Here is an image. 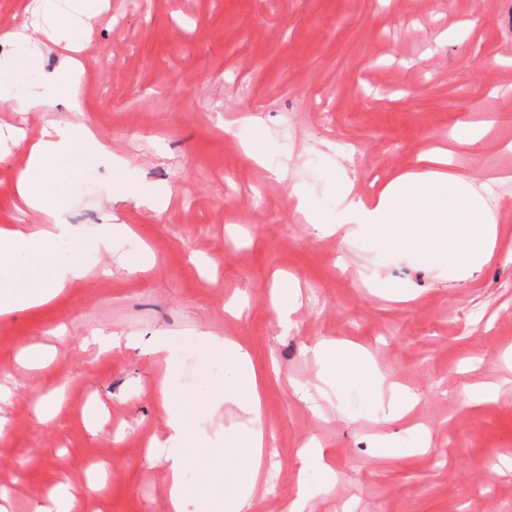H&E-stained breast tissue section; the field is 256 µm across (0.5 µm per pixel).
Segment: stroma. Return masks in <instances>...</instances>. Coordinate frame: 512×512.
<instances>
[{
  "instance_id": "obj_1",
  "label": "stroma",
  "mask_w": 512,
  "mask_h": 512,
  "mask_svg": "<svg viewBox=\"0 0 512 512\" xmlns=\"http://www.w3.org/2000/svg\"><path fill=\"white\" fill-rule=\"evenodd\" d=\"M30 0H0V28L25 26L57 66L58 46L32 25ZM80 85L83 120L109 151L142 177L171 190L156 212L112 201L109 168L81 179L63 212L96 226L117 215L134 233L125 249L149 246L152 266L122 269L91 247L86 275L48 304L0 317V488L10 512L35 505L68 475L84 492V512H167L170 473L150 464L152 442L168 437L159 387L165 354L157 334L182 339L178 381L199 393L200 445L233 435L222 403L203 378L224 379L197 333L228 337L250 354L261 417L274 438L252 490L254 512H286L301 481L320 484L300 452L312 440L337 474L314 512H512V382L503 355L512 347V264L492 260L473 279L452 281L411 255L373 263L360 244L319 237L295 209L290 185L336 209L327 169L336 165L353 192L370 200L418 155L450 144L461 121L492 119L474 146L454 149L450 172L485 186V199L512 247V0H112L91 21ZM256 117L271 162L287 179L267 178L225 124ZM63 105L0 112V124L39 137L51 120H73ZM0 226L41 214L18 199L24 147L4 144ZM294 275L300 305L282 331L271 302L274 271ZM406 288L409 300L368 288L372 271ZM130 337L99 353L92 330ZM319 342L366 350L388 380L416 391L406 418L350 422L338 401L359 407L357 389L337 397L310 348ZM55 350L42 369L16 360L26 345ZM478 360L463 373L462 360ZM503 379L497 400L464 405L465 385ZM64 388L65 406L38 423V399ZM432 432L425 454L381 456L376 438L407 443V427ZM107 470V492L88 490V469Z\"/></svg>"
}]
</instances>
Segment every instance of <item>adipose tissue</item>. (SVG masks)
<instances>
[{"instance_id": "adipose-tissue-1", "label": "adipose tissue", "mask_w": 512, "mask_h": 512, "mask_svg": "<svg viewBox=\"0 0 512 512\" xmlns=\"http://www.w3.org/2000/svg\"><path fill=\"white\" fill-rule=\"evenodd\" d=\"M40 2L48 22L45 36L52 43L64 44L67 53L56 69L44 71L30 49V36L1 28L0 43L10 44L11 49L0 54V111L27 112L51 99L67 111L82 113L79 86L85 67L79 53L90 32L88 18L105 7L107 0H69L66 14L57 12L55 0ZM8 140L27 145L28 160L18 178V191L29 208L43 214L44 221L0 228V317L47 304L69 279L83 277L88 239L120 252L129 272L149 266L147 250L120 251L129 229L117 223L114 215H106L89 233L82 225L65 223L61 210L79 177L94 171L105 157L110 160L113 198L160 211L168 204L166 188L147 182L125 158L108 154L94 131L81 123H49L29 143L21 129H0V143ZM450 161L448 151L442 149L421 155L413 170L395 176L377 198L367 202L353 196L345 173L335 174L342 208L332 223L314 208L302 185H294L291 195L297 211L322 233L341 231L349 240L366 236L377 255L385 258L415 252L433 263L447 262V278L464 281L495 255L512 263V249L502 250L496 220L467 176L445 172ZM195 343L224 359V381L212 385L210 391L237 410L241 436L230 446L196 451L192 413L198 395L180 390L174 378H166L161 392L171 431L165 455L171 474L169 508L181 512L183 501L192 497L200 512H247L252 506L250 485L271 440L260 424L257 377L248 353L236 342L201 333ZM314 355L327 382L340 392L358 389L363 409L379 414L383 421L403 418L417 403L415 393L386 385L384 376L355 347L321 343L315 346ZM190 465L197 472L191 486L181 478ZM236 468L242 469L246 484L239 495L229 497L215 476Z\"/></svg>"}]
</instances>
